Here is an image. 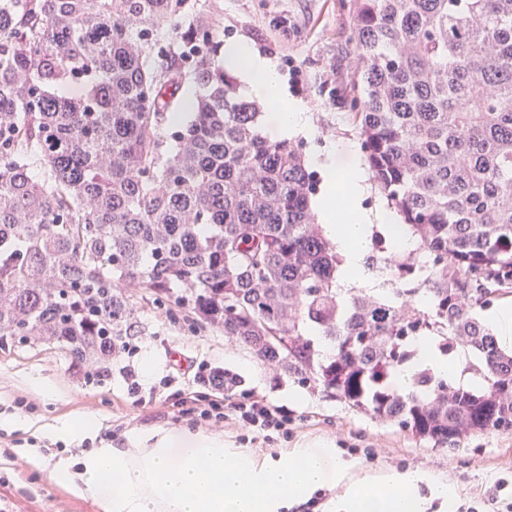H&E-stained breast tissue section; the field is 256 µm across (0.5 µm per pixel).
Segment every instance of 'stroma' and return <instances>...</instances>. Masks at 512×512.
I'll return each instance as SVG.
<instances>
[{
    "label": "stroma",
    "instance_id": "35a3bbf8",
    "mask_svg": "<svg viewBox=\"0 0 512 512\" xmlns=\"http://www.w3.org/2000/svg\"><path fill=\"white\" fill-rule=\"evenodd\" d=\"M223 15L220 41H243L274 59L289 97L306 107L316 133L301 140L305 157L333 151L338 169L364 162L357 110V53L349 41L351 17L346 0H212ZM142 336L131 361L140 371L143 389L159 387L173 374L172 353L188 364L208 363L237 377L236 394H253L287 409L293 421V448H333L356 459L362 472L419 468L451 485L457 505L475 512H503L512 503V432L474 434L452 447L436 448L397 425L378 420L328 396L319 386L285 375L279 367L258 362L248 350L230 341L223 330L175 318L165 310L141 303L137 308ZM151 372H143L144 361ZM51 391H44V384ZM26 396L33 408L18 409L14 400ZM141 417L149 430H184L188 424L173 416H151L132 405L118 367L89 376L69 368L64 350L14 346L0 352V498L13 512H97L92 501L74 496L50 480L62 458H78L92 447L94 436L73 439L58 435L62 425L93 417L104 430L123 416ZM57 447H48L50 435ZM377 451L368 459L365 446Z\"/></svg>",
    "mask_w": 512,
    "mask_h": 512
}]
</instances>
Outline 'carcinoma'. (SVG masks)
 <instances>
[{
  "label": "carcinoma",
  "mask_w": 512,
  "mask_h": 512,
  "mask_svg": "<svg viewBox=\"0 0 512 512\" xmlns=\"http://www.w3.org/2000/svg\"><path fill=\"white\" fill-rule=\"evenodd\" d=\"M348 11L368 163L411 245L400 257L388 241L387 292L339 287L345 257L315 224L301 148L261 135L208 11L0 0V351L59 347L87 376L89 356L139 335L135 284L435 446L511 433L512 351L476 308L512 289V0ZM422 336L448 359L464 337L477 386L417 364Z\"/></svg>",
  "instance_id": "1"
}]
</instances>
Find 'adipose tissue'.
I'll return each instance as SVG.
<instances>
[{"label": "adipose tissue", "mask_w": 512, "mask_h": 512, "mask_svg": "<svg viewBox=\"0 0 512 512\" xmlns=\"http://www.w3.org/2000/svg\"><path fill=\"white\" fill-rule=\"evenodd\" d=\"M224 65L237 73L246 94L266 103L279 138L314 137L306 108L289 98L272 58L231 41L224 46ZM313 162L324 183L315 207L350 270L342 285L378 289V280L362 268L371 224L361 206L364 167L339 172L326 153ZM357 467L332 448H294L282 457L260 458L218 436L133 430L125 447L103 443L85 449L76 462H59L50 477L91 500L98 512H288L291 504L339 483L349 486L341 512H427L435 501L452 512L453 487L431 473L392 470L355 482Z\"/></svg>", "instance_id": "obj_1"}]
</instances>
